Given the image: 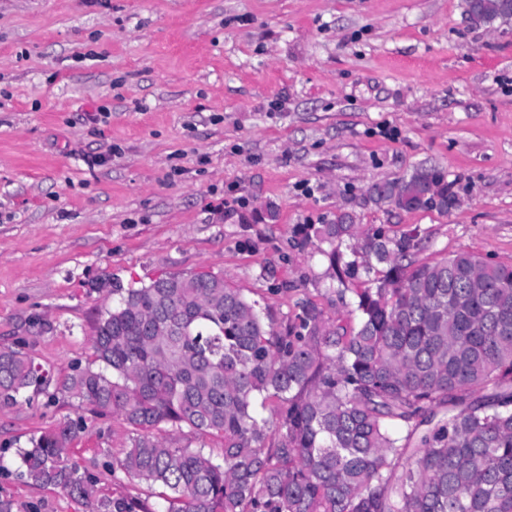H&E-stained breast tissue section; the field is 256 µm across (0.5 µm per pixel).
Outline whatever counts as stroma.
<instances>
[{"mask_svg": "<svg viewBox=\"0 0 512 512\" xmlns=\"http://www.w3.org/2000/svg\"><path fill=\"white\" fill-rule=\"evenodd\" d=\"M420 166L458 205L370 200ZM342 212L420 227L421 261L512 263V23L463 0H0V349L51 375L0 407V502L86 512L17 456L80 418L71 462L98 497L152 504L112 472L133 428L61 389L95 363L113 283L212 272L282 322L326 301L298 227Z\"/></svg>", "mask_w": 512, "mask_h": 512, "instance_id": "1", "label": "stroma"}]
</instances>
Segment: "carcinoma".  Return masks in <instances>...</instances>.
Here are the masks:
<instances>
[{
  "label": "carcinoma",
  "mask_w": 512,
  "mask_h": 512,
  "mask_svg": "<svg viewBox=\"0 0 512 512\" xmlns=\"http://www.w3.org/2000/svg\"><path fill=\"white\" fill-rule=\"evenodd\" d=\"M464 5L476 24L512 22V0ZM370 198L458 203L432 166ZM304 240L328 257L326 294L349 318L306 298L282 328L214 273L117 285L95 326L98 367L63 383L133 427L116 469L160 489L165 508L96 497L67 463L78 420L19 449L20 475L89 512H512V264L464 250L420 263V227L362 230L344 213ZM47 383L23 348L0 350V407ZM167 424L221 436L223 463L158 438Z\"/></svg>",
  "instance_id": "carcinoma-1"
}]
</instances>
